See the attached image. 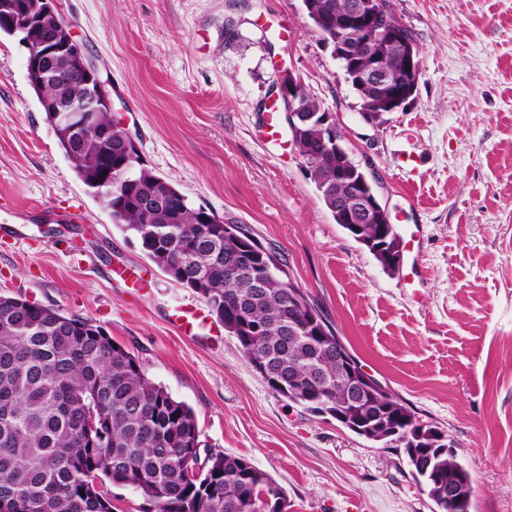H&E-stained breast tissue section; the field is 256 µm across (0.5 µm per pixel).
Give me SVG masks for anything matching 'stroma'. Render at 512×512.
Here are the masks:
<instances>
[{"instance_id":"35a3bbf8","label":"stroma","mask_w":512,"mask_h":512,"mask_svg":"<svg viewBox=\"0 0 512 512\" xmlns=\"http://www.w3.org/2000/svg\"><path fill=\"white\" fill-rule=\"evenodd\" d=\"M420 48L413 102L373 127L302 0H58L144 167L278 253L362 368L443 429L471 512H512V0H387ZM0 34V294L90 320L248 457L288 512H432L402 449L271 392L193 290L78 178ZM288 70L333 115L417 254L382 269L336 224L290 140L267 136ZM101 232L89 234L88 226ZM120 278L108 279V270ZM146 289L132 287L136 278ZM201 310L200 340L167 322Z\"/></svg>"}]
</instances>
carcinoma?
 <instances>
[{"mask_svg":"<svg viewBox=\"0 0 512 512\" xmlns=\"http://www.w3.org/2000/svg\"><path fill=\"white\" fill-rule=\"evenodd\" d=\"M352 0H303L320 41L336 38V15ZM360 110L374 109L388 96L383 87L352 86ZM72 88L48 83L46 99L65 100ZM123 131H112V219L133 235L149 260L178 283L193 289L224 324L227 335L276 395L318 416L336 412L343 373L326 356L321 335L335 329L296 288L277 253L260 245L240 224L192 207L170 182L140 166L136 152L118 148ZM75 154L79 179L92 187L100 173L101 145L93 132L80 143L59 141ZM313 162L310 179L326 198L336 189L342 165L328 147L326 130L309 126L295 142ZM358 243L389 239L401 245L392 224H365ZM254 254L251 275L234 274L242 247ZM363 421L358 436L388 444L383 425L410 447L424 428L419 452L406 457L410 473L434 505V512H470L472 478L456 453L433 446L427 435L441 428L422 422L390 391L363 407L349 406ZM98 418L91 427L92 418ZM201 445L193 409L150 380L134 353L85 319L0 294V512H112L104 488L130 487L141 512H256L255 500L284 487L247 457L214 452L200 478L188 479L184 460ZM106 466L100 489L89 485L90 468ZM461 484L465 498L448 499V481Z\"/></svg>","mask_w":512,"mask_h":512,"instance_id":"1","label":"carcinoma"}]
</instances>
